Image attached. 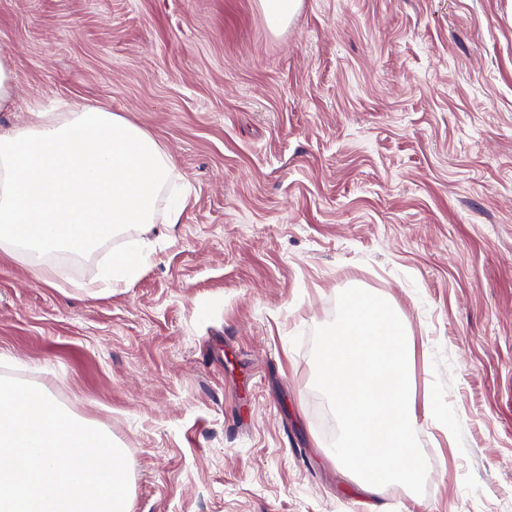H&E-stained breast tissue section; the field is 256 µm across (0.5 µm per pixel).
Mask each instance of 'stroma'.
Listing matches in <instances>:
<instances>
[{"instance_id": "stroma-1", "label": "stroma", "mask_w": 512, "mask_h": 512, "mask_svg": "<svg viewBox=\"0 0 512 512\" xmlns=\"http://www.w3.org/2000/svg\"><path fill=\"white\" fill-rule=\"evenodd\" d=\"M0 129L83 100L189 194L140 276L0 249V371L125 448L133 512H512V0H0ZM351 287L410 325L426 492L331 457L311 332ZM259 4L268 26L276 30L288 24L301 0H259ZM16 83L17 74L13 63L8 56L2 55L0 58V109L11 102Z\"/></svg>"}]
</instances>
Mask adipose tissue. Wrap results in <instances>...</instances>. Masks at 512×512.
<instances>
[{"label":"adipose tissue","mask_w":512,"mask_h":512,"mask_svg":"<svg viewBox=\"0 0 512 512\" xmlns=\"http://www.w3.org/2000/svg\"><path fill=\"white\" fill-rule=\"evenodd\" d=\"M175 165L146 131L105 108L73 102L0 133V244L83 255L130 226L144 236L101 273L129 286L152 250L157 206Z\"/></svg>","instance_id":"1"}]
</instances>
